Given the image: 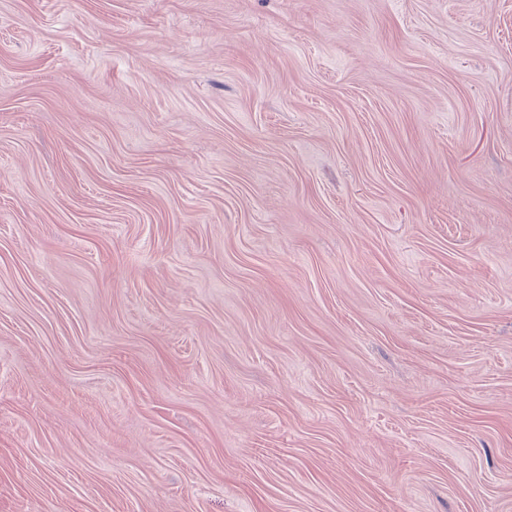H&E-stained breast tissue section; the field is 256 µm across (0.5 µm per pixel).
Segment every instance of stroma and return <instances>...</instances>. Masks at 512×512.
I'll list each match as a JSON object with an SVG mask.
<instances>
[{"instance_id":"35a3bbf8","label":"stroma","mask_w":512,"mask_h":512,"mask_svg":"<svg viewBox=\"0 0 512 512\" xmlns=\"http://www.w3.org/2000/svg\"><path fill=\"white\" fill-rule=\"evenodd\" d=\"M0 512H512V0H0Z\"/></svg>"}]
</instances>
